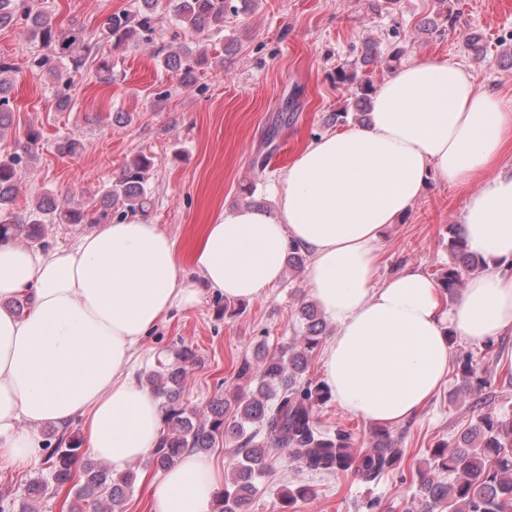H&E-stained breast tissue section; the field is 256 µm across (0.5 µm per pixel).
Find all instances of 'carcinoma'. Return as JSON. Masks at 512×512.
<instances>
[{
    "mask_svg": "<svg viewBox=\"0 0 512 512\" xmlns=\"http://www.w3.org/2000/svg\"><path fill=\"white\" fill-rule=\"evenodd\" d=\"M157 2L141 0L135 12L114 13L106 19L105 33L114 47L136 43L154 33ZM169 2L180 26L201 30L223 28L224 19L243 11L247 0ZM20 20L42 47V52L30 59L32 73L49 76L55 85L69 88L90 59L101 78L112 77V58L97 55L94 37L84 27H56L37 9L35 0H0V29ZM404 52L405 48L397 46L384 60L375 47L368 45L360 64L365 68L389 66ZM158 54L166 68L182 73L186 81L209 61L207 50L199 47L182 46L177 51L162 47ZM12 72L13 65L0 59V138L14 130L8 97ZM336 83L345 86L351 98L349 105L335 114L336 121L345 123L350 118L363 122L375 93L372 80L359 77L354 68L342 66L336 70ZM23 138L22 152L0 157V238L36 242L42 239L46 224H99L108 216V209L117 204L131 214L148 210L145 175L152 160L139 154L126 163L122 177L105 192L96 209L58 207L42 199L25 219L8 214L18 168L35 159L44 136L40 129L29 126ZM452 231L448 265L438 270L436 282L441 292L453 299L459 295L464 277L481 270L483 263L466 251L462 225H452ZM300 315L304 330L296 341L269 357L241 364L237 378L248 385L258 381V390H238L231 406L217 398L208 413L200 415L182 401L188 368L196 360L189 346H181L170 363L146 375V383L162 399L165 415L162 437L150 464L164 470L187 451L207 453L219 439L238 443L231 482L224 484L217 512H248L273 450L288 453L310 472H345L365 483L393 469L400 458L393 435L386 428L378 429L372 447L361 451L354 447L350 433L341 429L333 433L318 421L315 406L327 401L330 393L325 384L307 377L308 354L319 344L326 322L312 302L302 304ZM456 363L463 392L477 394L486 387L487 379L473 364V355L466 353ZM231 408L234 415L229 420L226 412ZM430 456L428 466L416 472L419 512H512L511 415H478L454 444L438 443L430 449ZM441 472L455 474V481L442 482ZM137 477L133 468L113 472L110 466L82 452L74 435L62 431L44 458V472L31 484L30 491L39 493L50 485L65 490L72 495L67 512H114L134 488ZM314 496L310 487L297 486L284 494L283 503L291 508L297 501Z\"/></svg>",
    "mask_w": 512,
    "mask_h": 512,
    "instance_id": "carcinoma-1",
    "label": "carcinoma"
}]
</instances>
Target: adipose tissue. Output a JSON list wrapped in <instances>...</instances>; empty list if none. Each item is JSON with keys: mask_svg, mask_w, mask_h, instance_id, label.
<instances>
[{"mask_svg": "<svg viewBox=\"0 0 512 512\" xmlns=\"http://www.w3.org/2000/svg\"><path fill=\"white\" fill-rule=\"evenodd\" d=\"M512 100L478 85L461 63L414 59L380 84L370 121L302 148L274 183L276 209L239 207L206 225L189 263L144 219L101 224L70 247L0 241V469L40 461L45 425H82L84 445L120 471L146 459L163 430L159 398L135 377L147 334L201 288L255 300L283 275L289 246L309 257L311 294L336 326L323 354L337 405L390 427L445 384L450 335L482 344L512 333ZM468 188L461 223L485 263L445 307L428 274L382 280L387 225L429 178ZM224 472L184 454L152 491V512H214Z\"/></svg>", "mask_w": 512, "mask_h": 512, "instance_id": "ef3b65f1", "label": "adipose tissue"}]
</instances>
